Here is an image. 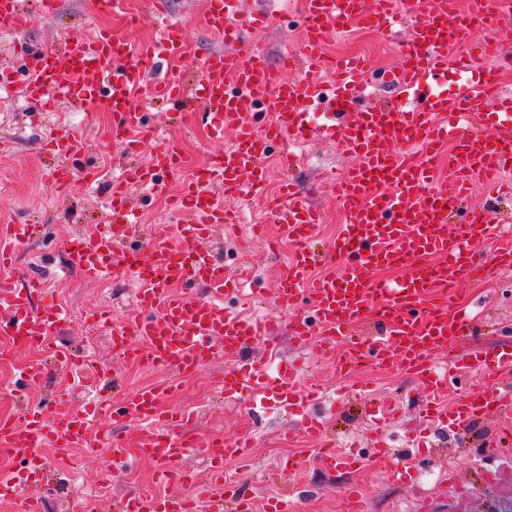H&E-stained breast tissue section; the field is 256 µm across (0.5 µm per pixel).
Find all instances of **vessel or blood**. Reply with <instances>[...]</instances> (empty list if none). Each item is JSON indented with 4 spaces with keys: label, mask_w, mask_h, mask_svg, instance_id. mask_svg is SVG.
<instances>
[{
    "label": "vessel or blood",
    "mask_w": 512,
    "mask_h": 512,
    "mask_svg": "<svg viewBox=\"0 0 512 512\" xmlns=\"http://www.w3.org/2000/svg\"><path fill=\"white\" fill-rule=\"evenodd\" d=\"M207 5L205 22L224 45L204 57L202 77L193 83L181 72L149 78L160 58L179 55L185 43L182 26L174 23L165 24L156 40L136 47L102 31L93 38H69L59 50L38 47L30 53L31 98L38 101L49 93L59 100L77 96L104 103L114 119L113 140L135 133L156 146L149 165L124 169L113 185L104 201L111 224L79 233L66 252L67 264L85 280L123 275L138 286L135 310L112 326L113 348L142 367L190 375L263 344L262 320L225 309V296L237 287L225 278L209 244L235 223L237 202L263 194L265 172L256 164L257 154L287 139L324 137L357 158L333 184L344 216L336 238L317 252V210L288 189L270 202L277 240L295 249L274 300L287 312L302 306L309 311L295 332L299 343L315 345L320 359L347 373L365 364L408 374L428 394L427 420L448 430L462 432L480 419L511 417L512 390L500 377L512 371V346L457 355L471 316L448 302L459 284L476 287L512 267L511 244L488 257L478 251L491 235V221L487 209L467 203L471 185L480 180L492 197L512 196V95L500 91L494 71L472 77L470 57L459 52L472 43L478 25L500 18L503 0H413L405 10L396 0H307L299 53L309 73L298 80L278 78L265 52L248 38L267 24V13L246 10L245 0H207ZM54 9L55 0H37L33 11L23 0H0V31H18L35 15ZM355 23L384 36L408 29L399 65L380 80L398 95L397 105L348 98L345 90L365 74V61L327 59L329 34ZM326 68L336 76L330 86L314 77ZM142 88L173 112H195L212 139L223 140L225 127L235 129L233 144L193 172L175 202L174 248L133 250L127 244L140 222L131 188L156 186L158 174L181 166L175 139L134 108L133 97ZM88 141L86 130L73 128L48 145L68 157L84 153ZM216 187L224 193V205L211 200ZM28 236L25 224L0 227V309L5 312L0 335L36 349L46 346V328L65 314L53 305L36 307L42 280L21 282L7 274L14 245ZM386 267L399 269L400 277L379 278ZM55 362L87 385L101 379L99 367L79 365L66 355ZM470 376L481 379L479 393L448 405L449 384ZM219 387L229 398L252 388L263 400L291 410L304 409L319 394L316 384L299 387L284 370L228 372ZM0 401L23 409L20 420L0 419V449L24 460L22 470L0 478V495L18 498L20 512H43L42 498L26 491V474L44 469V448L66 458L87 441L103 407L113 419L141 422L146 434L139 455L155 463L161 480L177 487L166 496L140 491L121 500L117 512H252L237 481L224 474L225 459L245 456L246 443L185 431L184 417L164 412L162 389L112 394L103 403L67 413L52 427L40 409L23 407L18 389L1 386ZM191 455L206 462L221 493L198 484L183 468ZM318 459L347 469L364 462L358 453L340 455L332 448L320 449Z\"/></svg>",
    "instance_id": "1"
}]
</instances>
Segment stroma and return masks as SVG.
<instances>
[{"label":"stroma","instance_id":"1","mask_svg":"<svg viewBox=\"0 0 512 512\" xmlns=\"http://www.w3.org/2000/svg\"><path fill=\"white\" fill-rule=\"evenodd\" d=\"M95 2L58 0L53 15L37 19L34 25L0 40V68H8L12 73L8 82L0 85V225L34 227L32 237L17 247L16 274L22 279L30 275L41 277L45 302L67 312V321L48 331L53 342L81 361L105 366L114 375L116 387L132 389L174 383L176 391L167 400L170 410L197 415L198 430L248 440L249 457L228 463L224 471L238 478L256 504L288 491L296 499L297 512H344L343 492L355 482L363 490L360 512H497L502 499H512V445H500V426L493 419L476 423L457 436L438 433L432 440L433 458L420 469L418 479L411 483L392 479V465L404 461L411 435L424 428L419 418L424 392L412 378L399 371L365 367L359 379L343 377L335 366L318 362L312 352L295 343L290 323L300 320L302 311L283 315L274 304L279 271L290 253L289 246L271 252L263 240H254L250 263L245 266L239 259L235 236L220 235L210 243L225 274L238 280L242 294L261 289L263 311L273 319L275 355L270 359L257 356L254 365L301 364L303 377L325 389V402L315 405L314 410L328 422L337 448L344 449L353 443L368 447L365 399L397 406V414L386 429L391 457L370 458L360 472L340 467L327 470L315 464V442L299 430L295 421L278 411L254 416L248 411L247 399H224L217 387L229 367L224 359L215 360L207 369L191 376L172 368L144 370L116 355L107 335H89L82 317L87 301L98 300L112 319L119 320L133 310L136 286L113 277L85 281L78 272L66 267V245L83 225L109 223L110 217L101 209L100 200L109 192L114 175L128 164H149L154 146L148 143L131 153L124 144L113 141L112 114L104 105H90L77 98L69 103L46 99L36 108L24 98L22 87L29 47L59 48L68 36L104 28L122 29V18L99 12ZM160 2L164 16L181 24L185 31L188 51L178 60V68L191 78H200L201 59L219 46L202 21L203 0ZM253 2L275 17L273 25L256 32L253 40L265 50L271 68L279 69L282 53L289 48L298 49L300 44L299 0ZM397 45V39L383 40L358 26L327 39L329 52L347 54L359 50L367 53L378 67L396 63ZM60 113L67 116L62 125L56 121ZM63 126L89 129L87 153L74 161L73 167L78 174L89 166L97 172L95 182L78 184L70 196L58 194L45 176L56 159L44 153V145ZM172 133L181 142L187 164L203 165L211 153L220 149L203 129L191 123H175ZM290 150L305 154V162L290 170L274 166L270 188L278 190L283 179H293L307 200L322 212L321 238L332 237L342 222L331 191L332 179L353 164L354 159L336 142L321 139L291 145ZM181 185L180 179L165 175L160 189L133 193L132 201L141 213L136 241L150 243L155 225L170 223L169 200ZM455 303L471 307L479 319L460 344L459 355L488 351L512 338V270L505 271L493 285L476 291L461 285ZM61 392L69 393L78 407L86 406L90 400L82 384L69 383L67 376L61 374L49 375L41 384L22 389L28 406L43 408L53 423L59 421L60 414L57 408L44 407L43 402ZM141 434L138 421L116 424L108 416H101L87 446L74 449L68 461H52L49 479L31 481L29 492L43 495L44 512H83L87 506L93 512H113L116 501L155 485L150 463L131 457L116 466L107 451L112 441L132 443ZM299 455L310 460L304 472L292 477L277 472L280 459ZM448 459L455 471L451 480L445 478L439 467L441 461Z\"/></svg>","mask_w":512,"mask_h":512}]
</instances>
